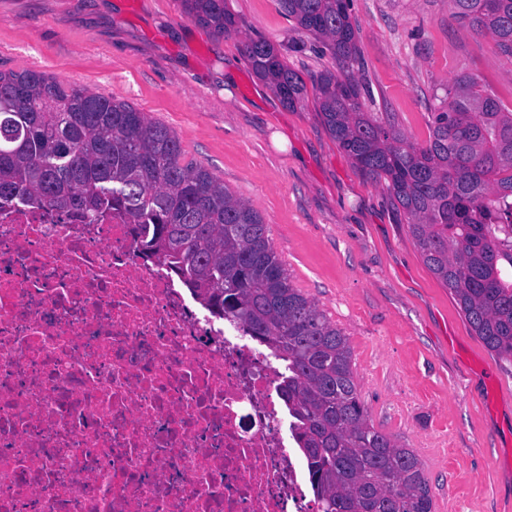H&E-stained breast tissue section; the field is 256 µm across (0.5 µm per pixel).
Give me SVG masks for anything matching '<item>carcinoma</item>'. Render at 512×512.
Masks as SVG:
<instances>
[{
  "label": "carcinoma",
  "mask_w": 512,
  "mask_h": 512,
  "mask_svg": "<svg viewBox=\"0 0 512 512\" xmlns=\"http://www.w3.org/2000/svg\"><path fill=\"white\" fill-rule=\"evenodd\" d=\"M224 34L225 0H181ZM322 40L339 71L312 78L314 102L340 148L385 181L424 263L485 347L512 362V110L473 76L456 79L415 143L391 113L364 112L345 71L358 50L349 0H279ZM453 17L512 59V0H449ZM254 74L287 105L302 77L261 39L245 43ZM174 131L131 104L30 70L0 71V199L92 217L125 210L207 305L281 359L279 392L320 512H432L417 455L377 430L360 400L348 337L291 282L259 213L206 168L181 163Z\"/></svg>",
  "instance_id": "cac0c4a2"
}]
</instances>
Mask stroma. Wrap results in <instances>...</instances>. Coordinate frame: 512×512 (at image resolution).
I'll use <instances>...</instances> for the list:
<instances>
[{"label": "stroma", "instance_id": "obj_1", "mask_svg": "<svg viewBox=\"0 0 512 512\" xmlns=\"http://www.w3.org/2000/svg\"><path fill=\"white\" fill-rule=\"evenodd\" d=\"M219 35L181 0H0V71L34 70L132 104L179 138L263 218L296 288L344 331L371 424L411 448L433 512H512V364L493 358L424 264L386 185L339 148L313 98L283 105L257 79L248 39L310 79L325 46L279 0H226ZM347 71L365 111L390 112L418 143L463 75L512 105V61L452 16L449 0H351Z\"/></svg>", "mask_w": 512, "mask_h": 512}]
</instances>
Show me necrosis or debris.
<instances>
[{
	"mask_svg": "<svg viewBox=\"0 0 512 512\" xmlns=\"http://www.w3.org/2000/svg\"><path fill=\"white\" fill-rule=\"evenodd\" d=\"M140 243L0 201V512H314L278 361Z\"/></svg>",
	"mask_w": 512,
	"mask_h": 512,
	"instance_id": "4bbe7bcc",
	"label": "necrosis or debris"
}]
</instances>
